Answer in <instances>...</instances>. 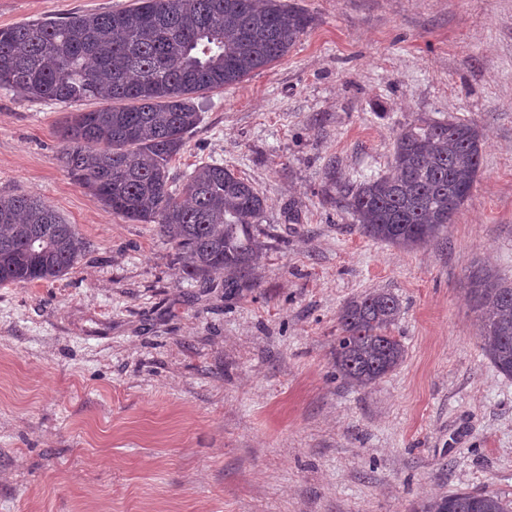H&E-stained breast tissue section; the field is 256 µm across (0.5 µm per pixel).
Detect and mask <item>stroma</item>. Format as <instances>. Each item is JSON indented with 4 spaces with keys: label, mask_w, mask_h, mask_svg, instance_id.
<instances>
[{
    "label": "stroma",
    "mask_w": 512,
    "mask_h": 512,
    "mask_svg": "<svg viewBox=\"0 0 512 512\" xmlns=\"http://www.w3.org/2000/svg\"><path fill=\"white\" fill-rule=\"evenodd\" d=\"M134 0H0V28ZM282 59L200 96L170 164L247 178L273 237L259 285L183 279L155 225L112 213L60 158L68 105L0 89V194L42 199L87 243L61 279L0 284V512H414L458 490L512 502V379L468 288L512 279V0H296ZM419 118L483 136L440 242L366 237L333 198L388 168ZM384 290L406 360L336 379L338 315Z\"/></svg>",
    "instance_id": "1"
}]
</instances>
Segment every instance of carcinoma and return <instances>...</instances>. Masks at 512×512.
<instances>
[{"instance_id": "carcinoma-1", "label": "carcinoma", "mask_w": 512, "mask_h": 512, "mask_svg": "<svg viewBox=\"0 0 512 512\" xmlns=\"http://www.w3.org/2000/svg\"><path fill=\"white\" fill-rule=\"evenodd\" d=\"M313 24L281 0H136L105 14L38 19L0 28V89L30 99L102 107L69 113L62 160L112 212L155 224L182 277L225 273L224 296L256 285L255 263L271 238L266 198L217 163L195 167L180 192L169 165L199 124L194 99L240 83L280 58ZM483 142L472 121H422L398 133L390 171L353 188L342 207L363 235L412 249L439 238L469 197ZM86 249L80 233L35 197L0 196V284L65 276ZM469 292L481 313L485 356L512 378V280L487 272ZM399 298L373 291L338 316L336 377L367 388L398 368L405 346L391 335ZM421 512H512L497 495L454 492Z\"/></svg>"}]
</instances>
